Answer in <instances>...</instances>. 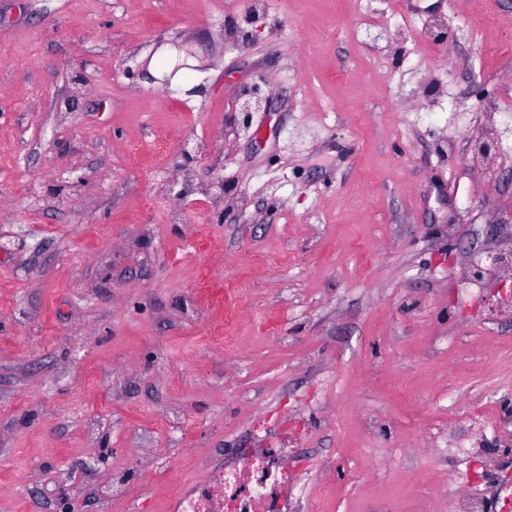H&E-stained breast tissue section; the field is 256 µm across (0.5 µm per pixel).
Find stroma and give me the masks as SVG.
Segmentation results:
<instances>
[{"mask_svg": "<svg viewBox=\"0 0 512 512\" xmlns=\"http://www.w3.org/2000/svg\"><path fill=\"white\" fill-rule=\"evenodd\" d=\"M510 256L512 0H0V512H503ZM289 448H254L244 463L225 464L213 479L173 503L174 512H288Z\"/></svg>", "mask_w": 512, "mask_h": 512, "instance_id": "1", "label": "stroma"}]
</instances>
